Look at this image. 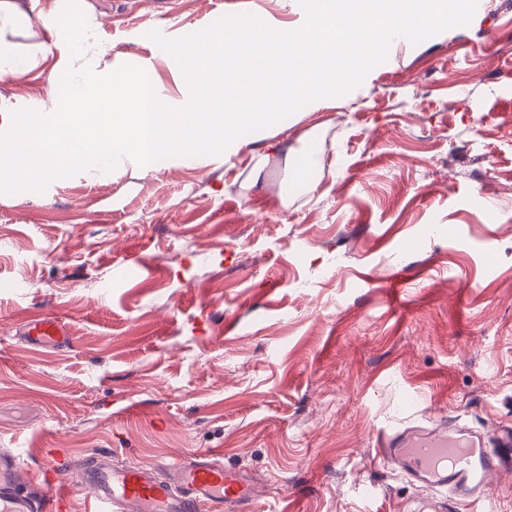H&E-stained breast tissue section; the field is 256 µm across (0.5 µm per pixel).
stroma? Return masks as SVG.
Wrapping results in <instances>:
<instances>
[{
	"label": "stroma",
	"mask_w": 512,
	"mask_h": 512,
	"mask_svg": "<svg viewBox=\"0 0 512 512\" xmlns=\"http://www.w3.org/2000/svg\"><path fill=\"white\" fill-rule=\"evenodd\" d=\"M92 3V67H142L175 107L189 89L150 26L305 21L297 0ZM57 103L42 70L0 76V132ZM46 315L72 348L22 339ZM445 418L512 425V0L223 155L0 195V448L27 477L216 448L258 512H364L369 484L414 508L430 491L376 460L375 433Z\"/></svg>",
	"instance_id": "1"
}]
</instances>
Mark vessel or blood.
<instances>
[{
  "label": "vessel or blood",
  "instance_id": "1",
  "mask_svg": "<svg viewBox=\"0 0 512 512\" xmlns=\"http://www.w3.org/2000/svg\"><path fill=\"white\" fill-rule=\"evenodd\" d=\"M25 340L53 352L71 344L68 326L53 316L30 322ZM375 453L407 483L432 490L430 512H475L489 475L512 466V427L488 434L456 421L387 425L376 434ZM75 486L88 490L86 512H224L228 505L250 512L254 499L248 480L225 468L217 450L200 448L152 466L118 465L102 452L81 468L59 469L49 497L25 480L17 451H0V512H66Z\"/></svg>",
  "mask_w": 512,
  "mask_h": 512
}]
</instances>
